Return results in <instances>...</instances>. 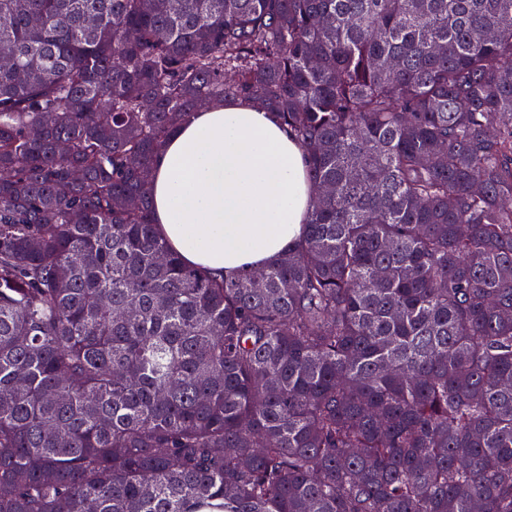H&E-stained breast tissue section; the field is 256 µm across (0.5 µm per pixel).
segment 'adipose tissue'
Returning a JSON list of instances; mask_svg holds the SVG:
<instances>
[{
	"label": "adipose tissue",
	"instance_id": "1",
	"mask_svg": "<svg viewBox=\"0 0 512 512\" xmlns=\"http://www.w3.org/2000/svg\"><path fill=\"white\" fill-rule=\"evenodd\" d=\"M313 197L302 149L274 113L242 100L200 109L155 161L160 235L218 274L275 263L301 237Z\"/></svg>",
	"mask_w": 512,
	"mask_h": 512
}]
</instances>
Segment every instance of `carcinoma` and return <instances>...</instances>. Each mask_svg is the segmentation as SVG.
<instances>
[{
	"mask_svg": "<svg viewBox=\"0 0 512 512\" xmlns=\"http://www.w3.org/2000/svg\"><path fill=\"white\" fill-rule=\"evenodd\" d=\"M1 52L0 512H512V0H0ZM229 98L316 189L234 278L150 202Z\"/></svg>",
	"mask_w": 512,
	"mask_h": 512,
	"instance_id": "carcinoma-1",
	"label": "carcinoma"
}]
</instances>
